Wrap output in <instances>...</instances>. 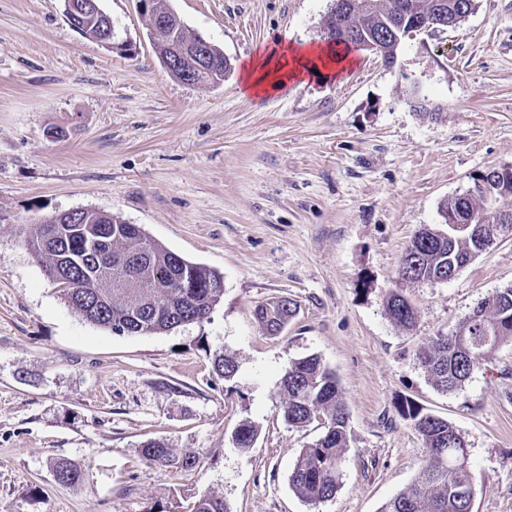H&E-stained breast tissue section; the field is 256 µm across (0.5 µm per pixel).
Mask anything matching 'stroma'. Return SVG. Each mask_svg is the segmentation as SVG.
Wrapping results in <instances>:
<instances>
[{
    "mask_svg": "<svg viewBox=\"0 0 512 512\" xmlns=\"http://www.w3.org/2000/svg\"><path fill=\"white\" fill-rule=\"evenodd\" d=\"M221 48L223 81L171 77L140 0H102L113 46L88 40L63 0H0V512H193L210 493L233 512H380L429 462L397 407L412 400L464 437L473 512H512V341L461 387L438 391L416 352L512 286V233L446 283L401 286L405 248L482 170L512 165V0H474L461 23L365 50L337 79L241 91L263 45L320 43L333 0H170ZM424 98L429 112L409 105ZM96 209L142 227L224 277L208 322L117 335L68 307L27 247L29 225ZM417 309L397 326L383 301ZM295 302L268 335L255 308ZM235 360L234 378L213 362ZM316 356L349 413L335 497L289 485L319 423L288 425L280 382ZM252 424V446L234 435ZM166 440L188 471L146 462ZM80 482L54 477L57 460ZM387 316L396 324L411 329L416 323L417 310L402 289L391 290L384 298Z\"/></svg>",
    "mask_w": 512,
    "mask_h": 512,
    "instance_id": "35a3bbf8",
    "label": "stroma"
}]
</instances>
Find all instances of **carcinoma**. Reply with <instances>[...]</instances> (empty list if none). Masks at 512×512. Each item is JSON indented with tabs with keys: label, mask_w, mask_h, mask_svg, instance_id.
<instances>
[{
	"label": "carcinoma",
	"mask_w": 512,
	"mask_h": 512,
	"mask_svg": "<svg viewBox=\"0 0 512 512\" xmlns=\"http://www.w3.org/2000/svg\"><path fill=\"white\" fill-rule=\"evenodd\" d=\"M353 35L344 47L359 42L375 43L397 51V38L405 14L440 12L452 22L468 9V0H341ZM150 16L162 19L155 29L156 53H172L174 45H192L197 34L191 32L168 0H151ZM114 32L110 15L97 12L85 16L78 29L83 37H98ZM213 69L202 74L199 83L219 81L231 69L224 52L212 45ZM491 199L476 190L465 200H450L445 211L462 221L474 220L471 228L448 235L433 228L420 229L410 241L399 270L402 281L415 284L448 278V273L467 266L481 249L490 248L498 235L512 232V220L493 214L501 209L500 199L512 197V185H490ZM102 225L108 229L96 254L87 255L86 234ZM27 244L43 260L44 271L61 296L86 321L112 331L128 330L163 333L181 326L210 319L224 293L223 276L212 270L210 279L198 285L191 282L195 263L169 250L147 236L137 224L97 210H81L57 224L30 225ZM483 248H478V245ZM384 308L396 324L411 329L417 310L412 301L396 289L386 294ZM296 306L285 297L259 305L255 317L270 335L280 333L295 315ZM467 338L474 348L467 354L456 337ZM512 341V287L504 288L478 306V312L465 318L458 331L440 335L419 348L417 358L443 392L462 386L502 343ZM217 375L231 378L235 361L220 356L214 360ZM284 420L292 426H305L315 420L324 428L322 435L297 458L289 483L304 500L319 504L330 500L340 487L341 467L347 442L348 412L335 374L317 356L298 360L281 380ZM399 413L422 436L431 455L415 482L382 507L381 512H473L475 483L469 451L462 435L448 421L423 411L412 400H405ZM140 455L160 467L192 469L197 458L174 455L164 440H147ZM81 470L67 460L56 464L55 477L61 484L80 480ZM195 512H232L220 497L203 495Z\"/></svg>",
	"instance_id": "cac0c4a2"
}]
</instances>
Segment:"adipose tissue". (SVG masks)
Returning a JSON list of instances; mask_svg holds the SVG:
<instances>
[{
	"instance_id": "obj_1",
	"label": "adipose tissue",
	"mask_w": 512,
	"mask_h": 512,
	"mask_svg": "<svg viewBox=\"0 0 512 512\" xmlns=\"http://www.w3.org/2000/svg\"><path fill=\"white\" fill-rule=\"evenodd\" d=\"M355 63L350 51L335 50L333 45H284L264 49L243 63L240 80L242 90L252 96L268 95L285 89L290 80L311 72L338 77Z\"/></svg>"
}]
</instances>
